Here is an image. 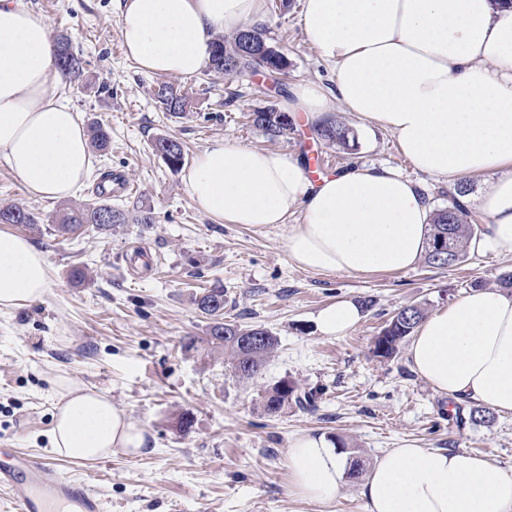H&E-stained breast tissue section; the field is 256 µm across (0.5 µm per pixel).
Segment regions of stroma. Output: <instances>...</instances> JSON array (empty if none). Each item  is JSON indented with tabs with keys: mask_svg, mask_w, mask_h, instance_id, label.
<instances>
[{
	"mask_svg": "<svg viewBox=\"0 0 512 512\" xmlns=\"http://www.w3.org/2000/svg\"><path fill=\"white\" fill-rule=\"evenodd\" d=\"M29 3L53 37L71 39L85 70L79 84L66 88L69 103L84 125L103 124L112 144L94 154L89 177L65 200L33 197L0 162V205L16 203L43 217L37 228L8 230L44 252L51 269L41 302L0 312V448L51 455L54 381L67 376L107 393L146 427L152 444L142 456L65 463L68 476L101 494L105 512H367L356 477L327 504L291 494L288 448L305 432L332 438L366 466L391 448H454L486 455L512 474V413L492 410L475 423L472 403L463 402L461 423H449L447 399L412 372L406 348L389 359L374 352L400 307L416 304L430 313L474 284L499 287L502 275L512 274V256L471 251L450 268L421 262L366 277L305 271L290 263L285 247L298 214L284 224L225 223L194 205L184 172L172 171L152 149L154 138L173 137L191 162L210 140L228 137L300 158L313 179L353 162L387 164L421 183L435 208L448 207L447 183L415 171L392 132L362 131L340 104H333L332 118L354 135L347 149L318 140L299 113L293 133L278 142L251 125L250 112L282 101L294 86L335 83L330 64L304 41L302 0H266L264 26L288 60L282 88L261 68L234 77L181 76L178 84L192 96L183 119L158 107L157 75L127 57L118 0ZM260 84L267 94H254ZM108 172L124 175L133 188L113 207L152 209L154 224H121L108 236L58 235L56 216L94 198ZM75 265L91 268L94 279L74 285L68 271ZM216 284L224 287L225 320L266 327L278 338L253 378L236 375L223 352L181 348L183 337L205 336L208 321L193 297ZM343 298L374 305L344 334L322 335L316 313ZM280 380L313 393L315 409L292 404L267 415L263 394ZM185 413L192 420L186 431L178 425Z\"/></svg>",
	"mask_w": 512,
	"mask_h": 512,
	"instance_id": "stroma-1",
	"label": "stroma"
}]
</instances>
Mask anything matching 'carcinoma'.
I'll list each match as a JSON object with an SVG mask.
<instances>
[{
    "label": "carcinoma",
    "mask_w": 512,
    "mask_h": 512,
    "mask_svg": "<svg viewBox=\"0 0 512 512\" xmlns=\"http://www.w3.org/2000/svg\"><path fill=\"white\" fill-rule=\"evenodd\" d=\"M242 39L243 30L241 29L229 36H215L208 71L216 75H231V71L225 65L227 60L235 61L234 71L239 75L249 72L259 62L264 66H281V62L274 61L266 55L258 59L242 52ZM54 55L56 68L63 80L69 83L80 80L83 75V66L67 37L62 36L57 39L54 44ZM155 96L163 105V109L174 118L184 117L191 107L189 93L167 82L158 84ZM249 118L252 126L272 141L282 140L293 131V123L288 120V113L280 111L273 102L251 112ZM315 134L318 139L328 144L343 148L350 146V129L344 125L329 123L316 129ZM90 141L94 149L104 151L110 144V134L101 124L94 123L91 125ZM153 147L170 169L177 171L183 167L185 152L181 142L169 137H159L154 141ZM467 192V187L463 185L458 187L457 198L453 199L452 205L433 213L425 255L426 262L432 267H445L444 263L436 260L440 238L448 239L456 252L457 262L460 263L466 257L468 241L480 231L479 224L472 218L470 211L458 200V197L466 195ZM103 195L104 191L101 190L97 192L95 201L63 212L56 224V231L65 235L87 227L105 234L116 224L155 223L152 210L115 209L103 200ZM104 213L112 214V220H102ZM39 223H41L39 214L29 209L15 204L0 206V224L35 226ZM195 303L209 319L205 339L208 346L213 350L221 349L227 352L235 372L240 377L253 378L260 373L278 343L273 332L262 326L242 327L224 321V287L221 285L204 290L195 297ZM424 316V309L420 306L409 305L401 308L399 316L390 319L380 336L376 337L375 353L383 358L396 354L401 343L410 336ZM257 335L266 337V342L252 352L244 350L241 337ZM291 402L299 406H310L313 403V396L299 391L298 386L292 381L288 382V392L284 394L280 392L279 385L275 384L265 391L264 411L270 416H275Z\"/></svg>",
    "instance_id": "cac0c4a2"
}]
</instances>
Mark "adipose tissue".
Returning a JSON list of instances; mask_svg holds the SVG:
<instances>
[{
  "mask_svg": "<svg viewBox=\"0 0 512 512\" xmlns=\"http://www.w3.org/2000/svg\"><path fill=\"white\" fill-rule=\"evenodd\" d=\"M265 0H121L128 57L157 75L206 68L215 33L261 21ZM304 41L330 62L336 86H296L283 105L309 123L340 102L364 125L391 131L418 171L448 184L480 177L486 219L472 250L512 255V0H304ZM46 18L26 0H0V160L34 197L71 196L91 169L78 113L65 101ZM196 207L229 224H283L298 268L363 276L398 272L425 252L432 210L419 186L388 166L354 163L311 180L299 160L228 138L212 140L186 176ZM50 268L23 236L0 231V311L43 300ZM362 318L342 299L315 320L326 336ZM411 370L438 395L512 412V293L474 289L418 326ZM50 442L57 455L94 462L147 453L144 426L103 392L57 383ZM292 494L333 500L346 456L321 434L288 449ZM368 512H512V475L451 448H393L370 467Z\"/></svg>",
  "mask_w": 512,
  "mask_h": 512,
  "instance_id": "adipose-tissue-1",
  "label": "adipose tissue"
}]
</instances>
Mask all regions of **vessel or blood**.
<instances>
[{
    "label": "vessel or blood",
    "mask_w": 512,
    "mask_h": 512,
    "mask_svg": "<svg viewBox=\"0 0 512 512\" xmlns=\"http://www.w3.org/2000/svg\"><path fill=\"white\" fill-rule=\"evenodd\" d=\"M61 460L12 451L0 461V491L13 512H103L88 482L65 476Z\"/></svg>",
    "instance_id": "obj_1"
}]
</instances>
